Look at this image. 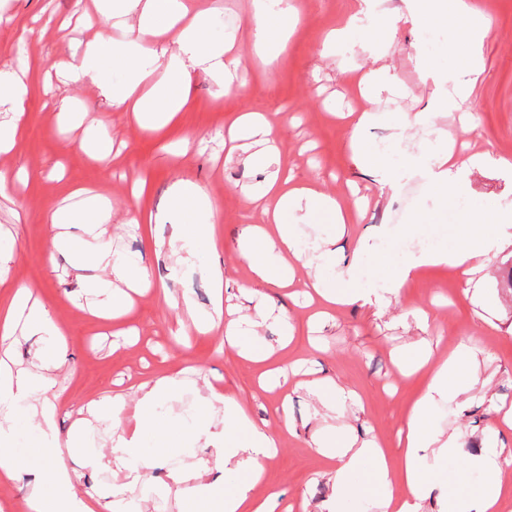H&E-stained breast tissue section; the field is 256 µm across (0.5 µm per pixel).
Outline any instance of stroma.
Listing matches in <instances>:
<instances>
[{
    "instance_id": "stroma-1",
    "label": "stroma",
    "mask_w": 512,
    "mask_h": 512,
    "mask_svg": "<svg viewBox=\"0 0 512 512\" xmlns=\"http://www.w3.org/2000/svg\"><path fill=\"white\" fill-rule=\"evenodd\" d=\"M293 31L278 57L254 52L250 0H205L215 8V22L206 39L240 45L250 85L248 96L222 95L214 80L199 74L190 107L176 123L157 133L141 130L130 113L113 109L91 84H74L51 93L42 65L47 60L78 55L100 28L88 20L93 0H0V71H15L16 33L35 26L39 36L31 44L33 63L25 67L28 86L23 134L15 149L0 155V169L26 172L9 198H0V229L8 231L5 247L10 261L0 266V302L19 287L34 289L51 318L64 332L65 363L55 374L44 399L57 407L56 429L61 440L58 459L80 475V491L101 492L123 483L115 469H92L85 457L111 452V414L92 418L79 450L67 444L69 430L80 409L103 396L119 394L123 414L133 417L137 385L162 376L192 380L193 386L172 396L151 432L142 434L144 447L163 440L165 447L146 472L147 501L141 512H178L179 472L208 465L204 479L224 484L217 463L219 437L188 439L186 423L199 414V397L208 389L236 396L252 421L266 424L279 439L276 456L265 465V486L282 493L283 505L293 512H328L332 497L331 466L309 443L317 435L350 434L376 438L392 454H399L398 433L404 429L410 405L422 390L424 374L403 377L394 364L397 355L431 353L447 356L461 340L477 349V379L458 397L432 409L433 425L459 436L452 461L429 471L433 493L421 503L422 512H445L448 487L475 494L487 483L485 470L473 467L475 453L504 447L512 450V427L494 405L512 406V245L492 252L486 268L466 277L461 268H420L400 295L385 288L390 279L416 256L417 241L435 236L442 250L457 243L467 212L494 213L512 209V0H468L476 16L490 28L481 48L483 75L467 98L453 109L431 110L443 86L416 64L426 57L440 70L463 63L448 39L433 38L411 11L409 0H378L377 11L394 15L382 25L363 20L348 39L330 52L322 44L329 32L347 25L351 0H291ZM71 19L68 41H60L61 19ZM386 68L389 87L381 91V114L360 133H353L351 113L369 108L362 75ZM429 111L427 127L403 129L404 114ZM95 119L94 132L114 142V158L93 162L81 147L85 128L78 115ZM265 113L275 124L274 137L297 184L335 196L345 204V224L330 223L327 215L297 213L295 232L302 244L319 240L334 251L336 260L320 266L303 258L293 268V283L280 289L257 279L241 255L246 224L244 192L261 189L271 169L248 163L247 154L233 145L230 132L241 113ZM448 136L459 156L481 157L485 166L461 170L462 192L454 199L437 195L426 168L407 167L408 155L427 154ZM382 157L405 174L395 188L380 189L376 172L366 167V154ZM146 179L149 191L130 194L134 177ZM190 178L202 185L220 210V242L216 254L200 252L177 268L156 255L154 241L170 238L167 224L124 223L126 213L164 212L172 185ZM97 188L112 212V247L121 256L141 262L157 285L135 297L119 320L92 317L79 306L80 287L70 256L53 252L44 216L67 196L74 183ZM224 271L229 303H240L241 288L255 289L246 313L259 318L255 340L270 350V358L254 365L226 347L223 331L208 335L180 330L185 302L197 311H212L216 298L204 271L205 264ZM348 288H371L373 304L350 303L312 316L318 304L303 293L314 275ZM285 308L289 325L276 318ZM290 345H283L285 334ZM305 359L306 380L331 379L357 390L362 406L321 407L296 376L263 383V373ZM287 403L296 427L288 434L275 409Z\"/></svg>"
}]
</instances>
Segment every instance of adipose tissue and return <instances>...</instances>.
I'll return each mask as SVG.
<instances>
[{
  "instance_id": "ef3b65f1",
  "label": "adipose tissue",
  "mask_w": 512,
  "mask_h": 512,
  "mask_svg": "<svg viewBox=\"0 0 512 512\" xmlns=\"http://www.w3.org/2000/svg\"><path fill=\"white\" fill-rule=\"evenodd\" d=\"M453 3V8L448 9L443 0H416L414 8L419 15L439 18L448 27L451 43L466 47L464 69L448 76L457 96L463 97L482 74L480 48L486 23L478 20L466 30H458L456 22L466 15L468 6L465 0H453ZM212 19L209 10L188 14L181 0H103L104 30L85 45L80 56L55 60L52 68L66 85L108 86L113 106L130 112L141 129L155 130L169 124L189 102L194 70L211 76L221 93L246 92L248 82L240 57L223 43L203 36ZM254 19L251 39L257 49L267 52L282 46L289 27L288 10L276 13L259 10ZM116 26L126 33L123 41H114L108 34L109 28ZM117 68L123 70L125 77L121 83L109 84L108 78ZM27 95L28 88L22 78L13 74L0 77V154L9 153L19 139ZM238 137L251 142L250 162L276 166L263 189L248 196L250 211L259 215L261 222L244 227L241 253L258 279L284 289L288 286L292 261L307 253L318 261L330 255L325 243L319 241L312 242L309 249H302L290 223L293 212L306 204L339 219L343 207L335 197L292 186L288 168L278 163L279 151L268 118L255 120L242 116ZM72 194L73 202L58 205L47 215L51 245L54 250L65 251L75 245L78 234L93 239L95 263L108 272V279L84 276L85 265L80 259L73 268L82 275L83 290L105 296L94 308V316L120 315L129 304V291L149 292L154 282L146 267L113 253L107 229L109 207L100 195L84 185L75 187ZM218 220L217 205L189 178L174 184L166 212L156 215L134 212L127 217L131 224L171 223L174 234L168 243V258L176 264L182 262L184 255L194 254L198 243L216 247ZM503 220L499 213L491 217L475 215L473 224L461 235L453 252L418 255L412 268L484 265L489 253L502 243L497 226ZM187 224L192 227L188 233L183 230ZM187 318L201 334L223 328L227 344L241 359L262 362V355L255 353L250 336L244 333L239 308L228 309L222 319L191 308ZM20 334L40 337L50 345L59 344L63 336L33 290L27 287L16 289L9 304L0 310V476L11 480L30 467L32 460L18 455L15 446L22 438L35 440L40 444L36 459L42 467L28 494L30 512H93L89 499L79 496L76 490V474L56 460L59 438L54 429V404L36 400L51 372L60 368L64 360L55 352L38 357L33 369L13 370V345ZM472 353L470 341H461L448 357L431 367L425 390L409 408L403 451L398 458H391L383 444L375 439L361 444L349 437L313 440L314 452L336 465L329 512H343L344 503L360 497L369 484L387 491L379 503L381 512H420L422 500L432 491L425 473L430 464L447 463L454 453L456 439L455 433L437 430L428 412L438 402L451 397L469 377ZM180 388V382L170 377L142 384L134 415L136 430H149L156 422L158 409ZM218 414L224 417L221 450L224 472L238 476L239 481L232 492L223 494L215 485L203 481L200 470L182 474L186 488L179 499V512H278L279 491L269 490L262 497L253 493L264 478L265 463L276 447L275 437L253 423L232 395L203 398L195 434H207ZM96 465L114 466L125 472L127 482L114 488L113 496L145 486L144 470L149 463L136 440L119 436L113 442L109 458H98ZM361 472L367 474L368 483L357 481L356 476Z\"/></svg>"
}]
</instances>
